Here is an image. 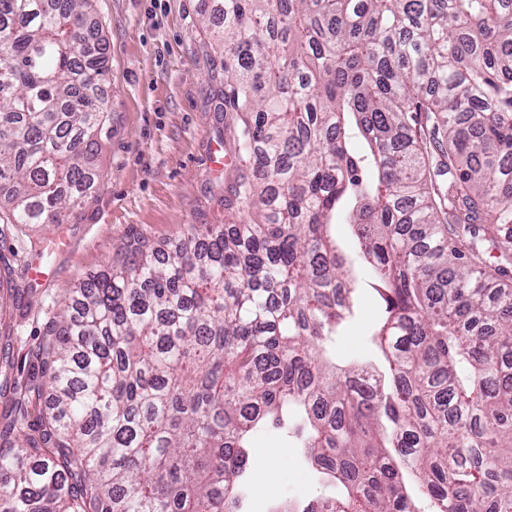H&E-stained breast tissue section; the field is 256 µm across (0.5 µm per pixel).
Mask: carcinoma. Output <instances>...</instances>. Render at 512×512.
<instances>
[{
	"mask_svg": "<svg viewBox=\"0 0 512 512\" xmlns=\"http://www.w3.org/2000/svg\"><path fill=\"white\" fill-rule=\"evenodd\" d=\"M90 6L0 0V236L98 178ZM213 11L228 225L128 245L3 373L0 512H247L268 424L326 481L275 512H512V0ZM334 224L384 304L380 366L330 354L356 294Z\"/></svg>",
	"mask_w": 512,
	"mask_h": 512,
	"instance_id": "carcinoma-1",
	"label": "carcinoma"
}]
</instances>
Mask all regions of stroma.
I'll list each match as a JSON object with an SVG mask.
<instances>
[{
    "instance_id": "1",
    "label": "stroma",
    "mask_w": 512,
    "mask_h": 512,
    "mask_svg": "<svg viewBox=\"0 0 512 512\" xmlns=\"http://www.w3.org/2000/svg\"><path fill=\"white\" fill-rule=\"evenodd\" d=\"M212 13L210 0H92L88 21L108 46L100 179L63 223L44 230L23 226L0 239L1 253L18 255L1 281L15 298L0 317L18 338L15 376L29 373L27 345L42 333L64 291L101 270L124 243L142 237L165 247L183 238L189 225L224 223L232 169L204 165L211 150L233 151L218 82L224 54L203 22ZM370 278L359 269L355 315L332 345L337 362L383 360L371 340L377 304ZM285 442L280 432L253 438L251 483L275 487L252 493V512H273L282 501H301L321 489L318 475ZM280 447L281 465L269 457Z\"/></svg>"
}]
</instances>
